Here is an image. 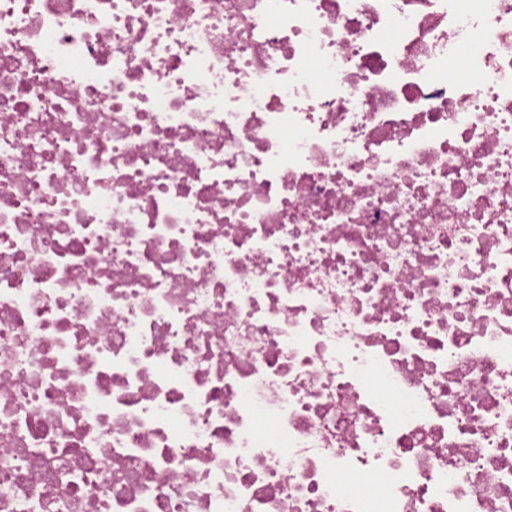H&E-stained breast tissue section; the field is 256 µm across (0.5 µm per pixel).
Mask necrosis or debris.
<instances>
[{
  "label": "necrosis or debris",
  "instance_id": "4bbe7bcc",
  "mask_svg": "<svg viewBox=\"0 0 512 512\" xmlns=\"http://www.w3.org/2000/svg\"><path fill=\"white\" fill-rule=\"evenodd\" d=\"M0 512H512V0H0Z\"/></svg>",
  "mask_w": 512,
  "mask_h": 512
}]
</instances>
